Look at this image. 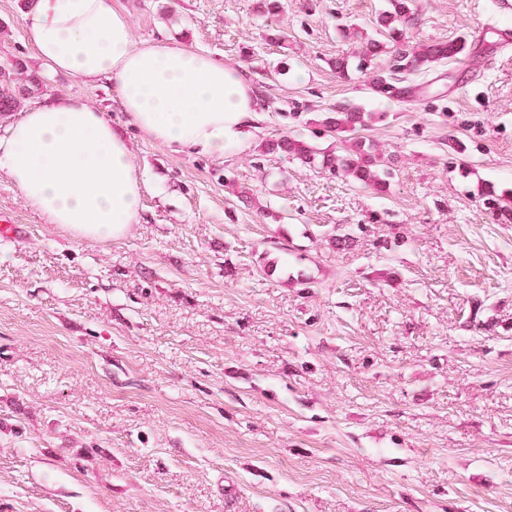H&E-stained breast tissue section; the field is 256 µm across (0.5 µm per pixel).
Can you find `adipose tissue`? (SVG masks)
<instances>
[{
  "mask_svg": "<svg viewBox=\"0 0 512 512\" xmlns=\"http://www.w3.org/2000/svg\"><path fill=\"white\" fill-rule=\"evenodd\" d=\"M25 38L51 74L111 81L131 122L175 151L221 157L259 119L242 73L159 38L137 47L112 0H31ZM0 174L32 209L80 239L137 223L142 196L127 141L70 94L26 110L0 135Z\"/></svg>",
  "mask_w": 512,
  "mask_h": 512,
  "instance_id": "obj_1",
  "label": "adipose tissue"
}]
</instances>
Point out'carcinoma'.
I'll return each instance as SVG.
<instances>
[{"label": "carcinoma", "mask_w": 512, "mask_h": 512, "mask_svg": "<svg viewBox=\"0 0 512 512\" xmlns=\"http://www.w3.org/2000/svg\"><path fill=\"white\" fill-rule=\"evenodd\" d=\"M413 20V0H386L385 9L377 18V27L385 40L367 39L360 62L376 72L374 92L398 95L401 93L399 75L420 71L464 53L466 42L462 39L448 43H409L405 40V30ZM10 82L20 93L37 85L35 77L18 60L11 64ZM383 117L381 112H367L359 106L338 105L322 121L329 132L336 134V145L321 150L304 138L285 135L264 141L262 152L286 154L303 165L326 169L380 194L388 188L392 171L381 167L375 144L363 140L358 132Z\"/></svg>", "instance_id": "obj_1"}]
</instances>
